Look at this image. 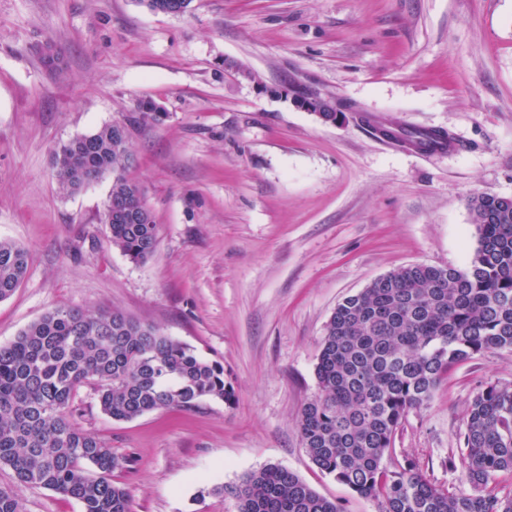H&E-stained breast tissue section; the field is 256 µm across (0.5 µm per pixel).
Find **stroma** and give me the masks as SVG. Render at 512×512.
Here are the masks:
<instances>
[{"instance_id":"35a3bbf8","label":"stroma","mask_w":512,"mask_h":512,"mask_svg":"<svg viewBox=\"0 0 512 512\" xmlns=\"http://www.w3.org/2000/svg\"><path fill=\"white\" fill-rule=\"evenodd\" d=\"M297 93L332 101L338 121ZM143 100L163 119H142ZM115 122L158 226L143 263L106 238L111 176L73 192L55 179L59 146ZM383 127L442 130L457 148L408 149ZM480 193L512 198V0H192L180 15L0 0V239L32 257L0 301V345L55 307L118 309L221 361L233 393L115 422L81 389L76 426L134 458L112 474L132 512H236L232 487L268 464L342 512H378L301 442L324 326L398 267L465 266ZM491 383L512 385V351L448 371L384 466L410 458L465 490L446 461Z\"/></svg>"}]
</instances>
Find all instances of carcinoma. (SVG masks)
<instances>
[{
  "label": "carcinoma",
  "mask_w": 512,
  "mask_h": 512,
  "mask_svg": "<svg viewBox=\"0 0 512 512\" xmlns=\"http://www.w3.org/2000/svg\"><path fill=\"white\" fill-rule=\"evenodd\" d=\"M192 0H140L179 15ZM113 123L61 145L55 177L67 191L112 174L104 214L108 239L134 262L157 248V224L138 185L125 176L128 135ZM423 151L447 147L438 130H412ZM478 246L462 268L410 264L338 303L324 328L317 392L298 428L310 460L338 483L380 504V512H512V387L489 384L471 400L458 459L469 493H451L407 459L395 470L385 452L407 414L427 403L452 366L490 349L512 350V200L470 199ZM29 252L0 240V300L29 268ZM92 386L115 422L224 401V364L120 310L45 312L0 346V465L15 485L0 487V512H21L20 491L43 488L77 500L82 512H132L130 491L112 482L129 465L101 438L76 427L78 394ZM237 512H342L297 474L270 464L231 488Z\"/></svg>",
  "instance_id": "cac0c4a2"
}]
</instances>
